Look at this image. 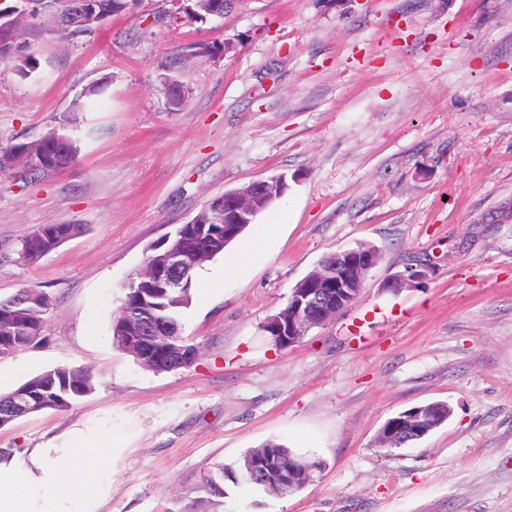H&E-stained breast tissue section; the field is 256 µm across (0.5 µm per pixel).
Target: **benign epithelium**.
<instances>
[{"label": "benign epithelium", "mask_w": 512, "mask_h": 512, "mask_svg": "<svg viewBox=\"0 0 512 512\" xmlns=\"http://www.w3.org/2000/svg\"><path fill=\"white\" fill-rule=\"evenodd\" d=\"M283 179L280 174L251 181L240 189L224 193L216 199L215 206L224 210V239L231 240L238 233V226L250 223V217L256 212L257 203L262 199L273 197L274 185ZM216 235V232L201 231L198 247L190 252L180 243L168 244L163 239L155 244L158 253L146 265L144 272L139 274L143 282L158 285L168 291L184 287V282L196 264L202 261L210 249L209 240L205 236ZM380 259L375 251L360 256L357 249L351 248L328 254L323 257L316 270L291 291L288 299V314L276 313L269 317L266 324L279 330L280 341L284 347L296 343L307 331L321 327L331 316L348 307L358 297L364 280L369 271ZM423 278V273L415 267H408L397 274L393 287L402 288L416 283ZM125 335L119 337L123 350L131 352L141 360L152 358L157 361L175 354L173 338L169 331L153 321H124ZM28 393L21 392L12 402L0 405V426L11 422L15 415L30 409L27 401ZM450 414L445 403H430L413 407L399 416L389 418L379 431L381 444L391 448L400 440L405 429L421 427L429 418L445 421ZM271 463L282 476L303 478L309 471L308 463L302 458L286 455L271 457Z\"/></svg>", "instance_id": "benign-epithelium-1"}]
</instances>
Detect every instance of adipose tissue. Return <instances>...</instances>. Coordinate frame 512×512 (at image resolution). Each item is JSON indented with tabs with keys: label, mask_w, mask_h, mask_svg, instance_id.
<instances>
[{
	"label": "adipose tissue",
	"mask_w": 512,
	"mask_h": 512,
	"mask_svg": "<svg viewBox=\"0 0 512 512\" xmlns=\"http://www.w3.org/2000/svg\"><path fill=\"white\" fill-rule=\"evenodd\" d=\"M108 462L102 443L48 450L27 464L0 461V512H72L77 502L94 512Z\"/></svg>",
	"instance_id": "ef3b65f1"
}]
</instances>
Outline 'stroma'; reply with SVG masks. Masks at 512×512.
<instances>
[{"mask_svg":"<svg viewBox=\"0 0 512 512\" xmlns=\"http://www.w3.org/2000/svg\"><path fill=\"white\" fill-rule=\"evenodd\" d=\"M19 39L40 67L0 66V146L63 128L79 154L0 174V296L51 298L43 341L0 357V392L58 366L95 389L0 427L1 460L108 440L95 512H178L203 473L272 441L321 471L280 497L225 481L224 512H512V0H239L204 22L134 0L91 35L45 20ZM169 78L189 91L181 107ZM279 173L277 249L193 276L194 364L154 372L117 349L149 246ZM48 224L83 230L19 261ZM362 241L381 259L357 300L273 345L266 318L324 255ZM409 265L424 278L390 290ZM435 401L452 409L443 425L380 447L388 418Z\"/></svg>","mask_w":512,"mask_h":512,"instance_id":"obj_1","label":"stroma"}]
</instances>
